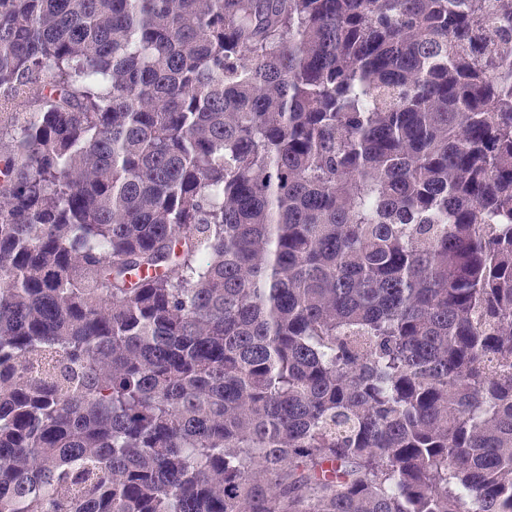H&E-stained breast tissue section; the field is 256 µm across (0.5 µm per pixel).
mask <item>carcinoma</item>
<instances>
[{
	"mask_svg": "<svg viewBox=\"0 0 512 512\" xmlns=\"http://www.w3.org/2000/svg\"><path fill=\"white\" fill-rule=\"evenodd\" d=\"M0 512H512V0H0Z\"/></svg>",
	"mask_w": 512,
	"mask_h": 512,
	"instance_id": "obj_1",
	"label": "carcinoma"
}]
</instances>
